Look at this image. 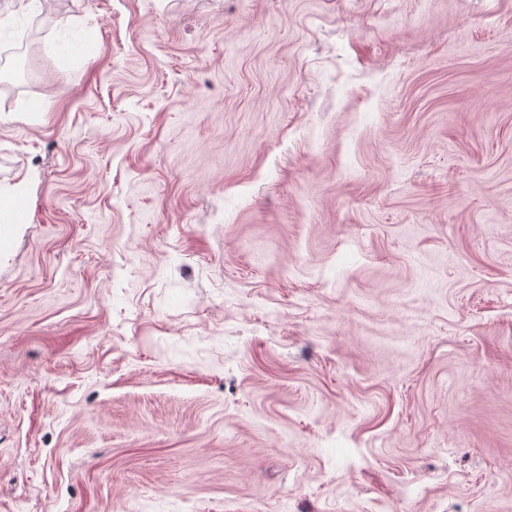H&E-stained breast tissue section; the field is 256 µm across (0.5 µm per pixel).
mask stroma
I'll use <instances>...</instances> for the list:
<instances>
[{"mask_svg":"<svg viewBox=\"0 0 512 512\" xmlns=\"http://www.w3.org/2000/svg\"><path fill=\"white\" fill-rule=\"evenodd\" d=\"M44 10L0 512H512V0Z\"/></svg>","mask_w":512,"mask_h":512,"instance_id":"1","label":"stroma"}]
</instances>
